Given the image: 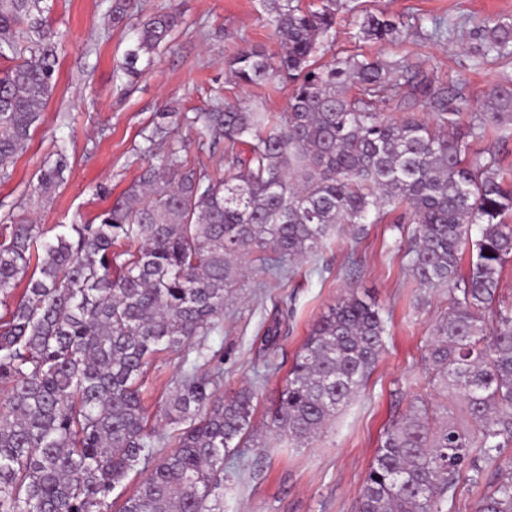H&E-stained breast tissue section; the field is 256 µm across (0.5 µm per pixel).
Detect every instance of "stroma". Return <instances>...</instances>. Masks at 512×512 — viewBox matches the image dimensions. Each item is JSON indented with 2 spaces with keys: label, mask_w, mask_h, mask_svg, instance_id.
Wrapping results in <instances>:
<instances>
[{
  "label": "stroma",
  "mask_w": 512,
  "mask_h": 512,
  "mask_svg": "<svg viewBox=\"0 0 512 512\" xmlns=\"http://www.w3.org/2000/svg\"><path fill=\"white\" fill-rule=\"evenodd\" d=\"M49 25L59 43L55 88L29 146L0 179V225L35 222L43 229L86 224L108 209L148 166L141 152L156 112L183 114L170 141L209 174H224L222 151L204 145L189 125L195 112L221 100L282 112L288 86H240L229 81L225 56L260 44L269 53L280 43L266 23L262 0H134L135 19L178 10L184 19L168 46L136 77L121 75L132 32L113 26L112 0H48ZM336 13L330 51L407 58L446 85H463L472 106L504 80H512V56L483 61L473 48L476 19L512 23V0H343ZM384 10L403 27L396 41L362 42L353 21L363 11ZM441 22L439 36L422 31ZM67 148L62 182L49 196L34 193L40 173ZM406 243L395 225H366L356 233L337 225L323 249L295 268L288 279L269 284L261 266L241 279L224 305V319L206 340L208 371H222L220 395L241 388L254 393V434L224 459L221 512H356L360 489L393 420L420 399L441 404L425 376V348L450 307L447 288L418 285L409 270ZM375 302L386 323L384 347L365 388L309 446L276 442L266 411L312 325L346 292ZM279 322L274 347L262 339ZM183 355L163 351L144 375L143 401L150 425L163 411L180 373Z\"/></svg>",
  "instance_id": "stroma-1"
}]
</instances>
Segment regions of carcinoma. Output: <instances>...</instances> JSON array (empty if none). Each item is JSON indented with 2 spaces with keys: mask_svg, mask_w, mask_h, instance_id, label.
Listing matches in <instances>:
<instances>
[{
  "mask_svg": "<svg viewBox=\"0 0 512 512\" xmlns=\"http://www.w3.org/2000/svg\"><path fill=\"white\" fill-rule=\"evenodd\" d=\"M338 0L320 9L263 0L280 40L273 58L250 47L225 60L244 86L291 87L286 111L216 103L195 113L224 177L169 146L98 223L37 224L0 233V512H108V498L155 449L177 442L119 512H215L224 456L252 435L253 392L218 395L201 372L197 339L224 318L226 292L255 261L276 279L317 254L334 226L385 219L410 224V270L423 286L450 284L451 306L434 329L429 383L461 423L413 403L388 427L357 512H450L461 480L482 484L512 445V307L499 299L512 258V180L500 173L512 121V87L489 90L459 131L465 88L445 86L404 58L315 57L333 41ZM131 0H112L127 20ZM44 0H0V177L23 154L52 95L57 44ZM176 10L135 28L123 74H140L181 25ZM403 23L384 12L357 21L364 39L390 42ZM483 59L512 55V24H475ZM423 107L433 122L418 119ZM387 112L402 117L387 118ZM179 125L161 112L141 151ZM481 143L479 150L472 143ZM66 146L34 191L54 189ZM478 230L471 239L472 229ZM472 242L468 272L461 252ZM25 284L20 295L15 290ZM384 320L354 291L313 326L267 411L268 428L300 447L318 436L366 385L383 346ZM195 348L184 361L164 419L147 427L140 379L151 357ZM473 512H512V477L485 492Z\"/></svg>",
  "mask_w": 512,
  "mask_h": 512,
  "instance_id": "carcinoma-1",
  "label": "carcinoma"
}]
</instances>
